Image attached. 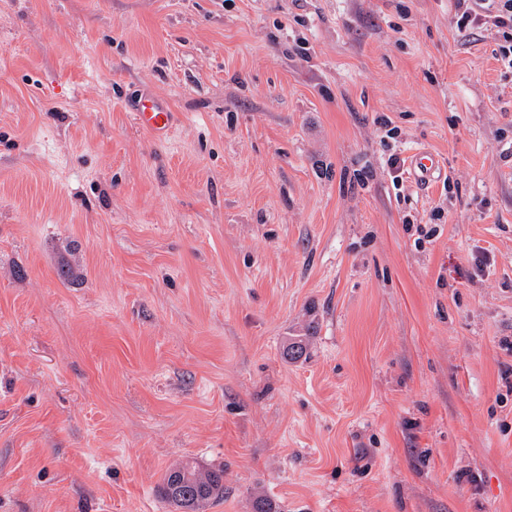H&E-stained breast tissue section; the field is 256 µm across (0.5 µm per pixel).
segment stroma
I'll use <instances>...</instances> for the list:
<instances>
[{
    "instance_id": "obj_1",
    "label": "stroma",
    "mask_w": 512,
    "mask_h": 512,
    "mask_svg": "<svg viewBox=\"0 0 512 512\" xmlns=\"http://www.w3.org/2000/svg\"><path fill=\"white\" fill-rule=\"evenodd\" d=\"M454 15L0 0V512L186 459L205 512H512V68ZM138 125L155 138H163L172 128L176 115L150 95L139 98L133 107ZM411 171L417 180L429 182L437 172L441 171V166L434 154L427 151H418L412 155Z\"/></svg>"
}]
</instances>
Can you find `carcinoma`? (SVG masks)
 <instances>
[{
  "instance_id": "carcinoma-1",
  "label": "carcinoma",
  "mask_w": 512,
  "mask_h": 512,
  "mask_svg": "<svg viewBox=\"0 0 512 512\" xmlns=\"http://www.w3.org/2000/svg\"><path fill=\"white\" fill-rule=\"evenodd\" d=\"M161 493L177 512H202L224 497V469L179 462L166 472Z\"/></svg>"
}]
</instances>
